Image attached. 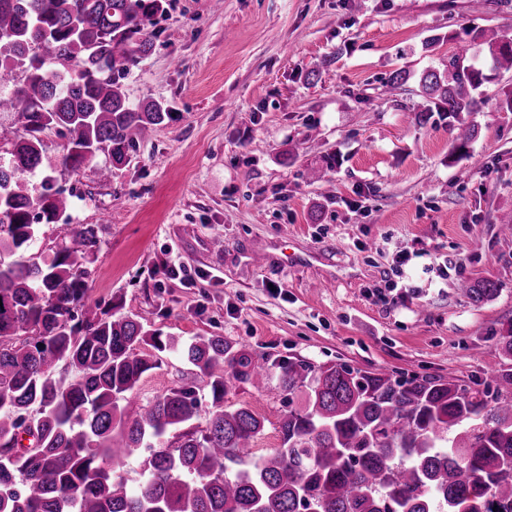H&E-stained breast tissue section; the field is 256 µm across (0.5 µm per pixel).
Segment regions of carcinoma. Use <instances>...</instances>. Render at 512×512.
Masks as SVG:
<instances>
[{
	"label": "carcinoma",
	"mask_w": 512,
	"mask_h": 512,
	"mask_svg": "<svg viewBox=\"0 0 512 512\" xmlns=\"http://www.w3.org/2000/svg\"><path fill=\"white\" fill-rule=\"evenodd\" d=\"M168 0H0V69L22 74L0 100L24 119L0 156V512H512V366L490 369L494 389L448 376L363 370L346 363L270 364L222 336H162L121 303H88L85 263L96 224H71L55 251L32 252L42 224L68 211L57 168L76 171L98 147L108 179L170 118L133 104L122 80L149 54L153 18ZM469 44L418 79L424 125L479 112L491 76L512 71V36L467 28ZM413 74L393 71L384 94ZM67 137L44 163L40 134ZM462 288L476 303L489 279ZM169 352L194 367L211 404L171 388L131 404ZM301 400L279 420L278 448L253 461L265 418L224 405L242 384L272 379ZM146 449L139 484L114 464Z\"/></svg>",
	"instance_id": "carcinoma-1"
}]
</instances>
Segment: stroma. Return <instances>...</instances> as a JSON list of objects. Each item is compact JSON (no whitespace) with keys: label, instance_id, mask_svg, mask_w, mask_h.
I'll list each match as a JSON object with an SVG mask.
<instances>
[{"label":"stroma","instance_id":"1","mask_svg":"<svg viewBox=\"0 0 512 512\" xmlns=\"http://www.w3.org/2000/svg\"><path fill=\"white\" fill-rule=\"evenodd\" d=\"M469 23L512 34V0L480 14L469 0H170L124 88L171 119L109 179L102 155L57 177L72 222L101 227L90 299L271 361L488 383L512 323V72L462 113L477 135L461 155L446 123L408 122L416 93L381 96L393 70L438 66ZM329 159L330 183H309ZM483 278L497 291L477 303L460 283ZM196 381L171 358L139 396ZM225 402L265 417L254 456L278 447L277 382Z\"/></svg>","mask_w":512,"mask_h":512}]
</instances>
